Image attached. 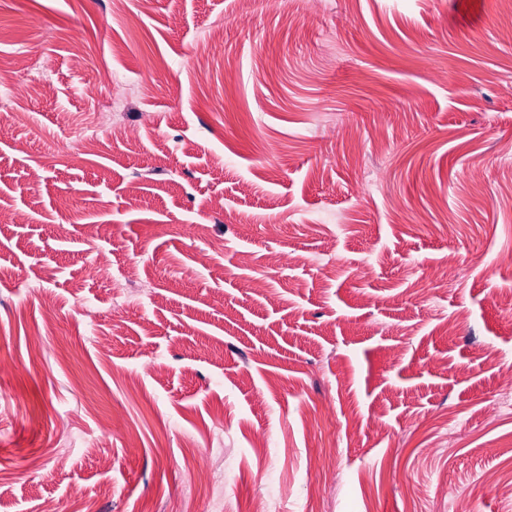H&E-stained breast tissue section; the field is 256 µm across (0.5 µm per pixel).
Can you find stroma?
Returning a JSON list of instances; mask_svg holds the SVG:
<instances>
[{"mask_svg": "<svg viewBox=\"0 0 512 512\" xmlns=\"http://www.w3.org/2000/svg\"><path fill=\"white\" fill-rule=\"evenodd\" d=\"M510 27L0 0V512H512Z\"/></svg>", "mask_w": 512, "mask_h": 512, "instance_id": "35a3bbf8", "label": "stroma"}]
</instances>
